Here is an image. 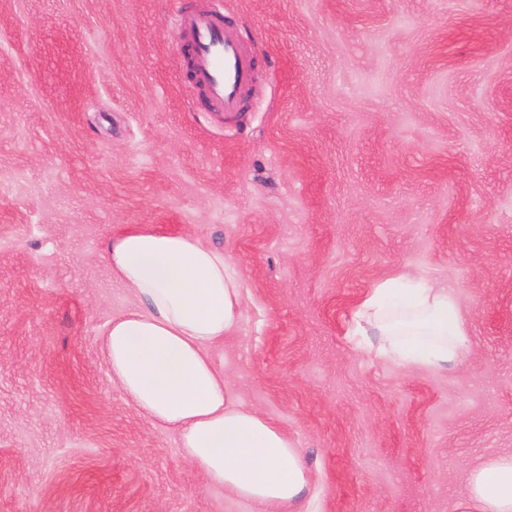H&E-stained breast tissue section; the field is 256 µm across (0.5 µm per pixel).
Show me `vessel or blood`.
Masks as SVG:
<instances>
[{
    "mask_svg": "<svg viewBox=\"0 0 512 512\" xmlns=\"http://www.w3.org/2000/svg\"><path fill=\"white\" fill-rule=\"evenodd\" d=\"M180 41L191 52L192 80L208 106L233 115L254 84L255 63L219 12L177 9Z\"/></svg>",
    "mask_w": 512,
    "mask_h": 512,
    "instance_id": "b4317fda",
    "label": "vessel or blood"
}]
</instances>
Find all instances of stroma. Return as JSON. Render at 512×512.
I'll return each mask as SVG.
<instances>
[{"label": "stroma", "mask_w": 512, "mask_h": 512, "mask_svg": "<svg viewBox=\"0 0 512 512\" xmlns=\"http://www.w3.org/2000/svg\"><path fill=\"white\" fill-rule=\"evenodd\" d=\"M256 61L234 119L185 76L173 0H0V512H247L112 382L128 224L241 276L215 345L299 448L309 512H452L512 452V0H183ZM452 288L442 372L349 336L378 283Z\"/></svg>", "instance_id": "1"}]
</instances>
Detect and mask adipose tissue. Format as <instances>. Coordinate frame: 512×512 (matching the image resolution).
I'll return each instance as SVG.
<instances>
[{"instance_id":"ef3b65f1","label":"adipose tissue","mask_w":512,"mask_h":512,"mask_svg":"<svg viewBox=\"0 0 512 512\" xmlns=\"http://www.w3.org/2000/svg\"><path fill=\"white\" fill-rule=\"evenodd\" d=\"M103 258L138 305L112 317L102 350L113 383L139 413L173 430L182 456L252 512H305L312 478L277 426L245 407L209 350L238 326L242 281L223 254L187 234L129 224ZM377 331L363 351L406 366L447 368L467 347L453 291L399 276L375 286L351 315L355 336ZM453 512H512V453L472 465Z\"/></svg>"}]
</instances>
